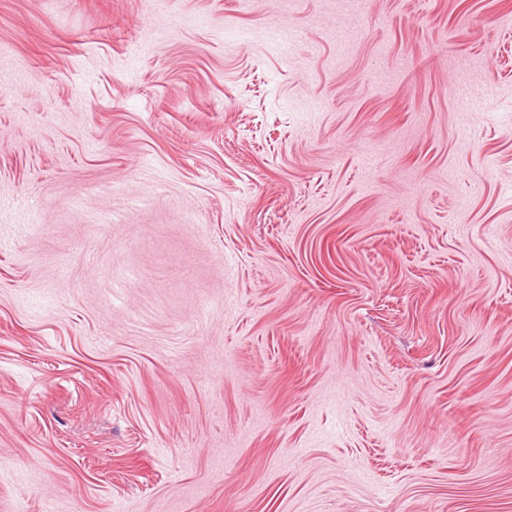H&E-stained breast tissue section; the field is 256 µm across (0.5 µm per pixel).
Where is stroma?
Returning <instances> with one entry per match:
<instances>
[{
	"mask_svg": "<svg viewBox=\"0 0 512 512\" xmlns=\"http://www.w3.org/2000/svg\"><path fill=\"white\" fill-rule=\"evenodd\" d=\"M0 512H512V0H0Z\"/></svg>",
	"mask_w": 512,
	"mask_h": 512,
	"instance_id": "35a3bbf8",
	"label": "stroma"
}]
</instances>
